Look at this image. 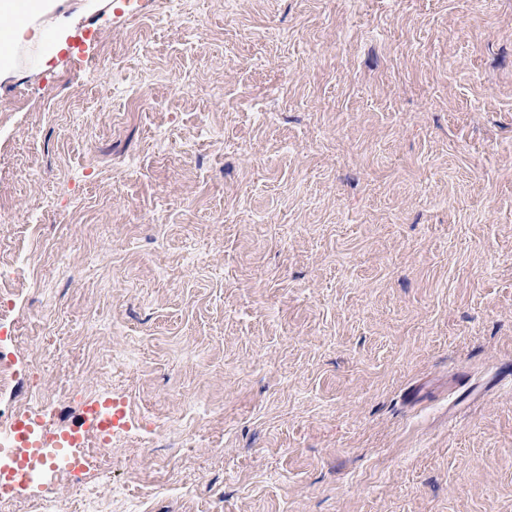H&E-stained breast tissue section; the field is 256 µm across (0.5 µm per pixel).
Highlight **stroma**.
Instances as JSON below:
<instances>
[{
	"label": "stroma",
	"instance_id": "1",
	"mask_svg": "<svg viewBox=\"0 0 512 512\" xmlns=\"http://www.w3.org/2000/svg\"><path fill=\"white\" fill-rule=\"evenodd\" d=\"M85 3L0 83V420L124 417L0 512H512V0Z\"/></svg>",
	"mask_w": 512,
	"mask_h": 512
}]
</instances>
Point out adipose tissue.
<instances>
[{
  "mask_svg": "<svg viewBox=\"0 0 512 512\" xmlns=\"http://www.w3.org/2000/svg\"><path fill=\"white\" fill-rule=\"evenodd\" d=\"M56 6V0H0V80L19 71V51L34 52L46 66L66 48L71 30L54 18Z\"/></svg>",
  "mask_w": 512,
  "mask_h": 512,
  "instance_id": "ef3b65f1",
  "label": "adipose tissue"
}]
</instances>
